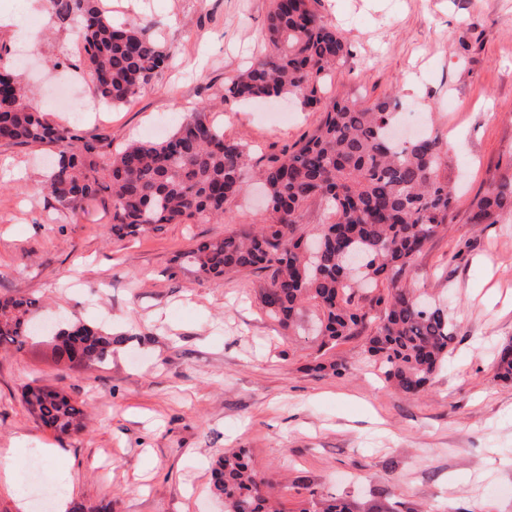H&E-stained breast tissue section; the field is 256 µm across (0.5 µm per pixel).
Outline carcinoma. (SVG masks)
<instances>
[{"label": "carcinoma", "instance_id": "obj_1", "mask_svg": "<svg viewBox=\"0 0 512 512\" xmlns=\"http://www.w3.org/2000/svg\"><path fill=\"white\" fill-rule=\"evenodd\" d=\"M62 24L77 26L83 61L92 73L94 103L123 106L161 76L171 55L146 25L122 26L99 0H50ZM267 51L224 84V99L238 102L281 95L322 109L314 132L259 171L272 208L255 229L197 242L182 263L207 279L255 270L266 274L260 300L282 327L295 324L310 305L319 316V349L332 350L352 336L365 337L364 353L385 380L409 396L425 391L443 370L457 339L448 309L402 285L413 258L446 230L457 193L440 180L446 163L438 136L413 142L389 135L396 100L364 101L338 95L323 100L324 85L346 53L336 28L323 21L311 0H273L267 16ZM204 106L159 141H132L112 148V135L82 133L50 124L30 100L19 70L0 66V144L49 147L54 161L45 190L61 208L77 211L97 197L109 199V233L136 237L167 224L224 221L226 204L241 193L251 159L246 145L224 138ZM326 202L334 220L305 233L304 212ZM512 214V177L501 176L470 203V222L495 224ZM351 254L363 257L347 271ZM38 300H0V345L20 350L42 335L33 322ZM122 337L97 324L68 322L52 333L59 362L93 366L112 356ZM497 375L512 382V343L499 351ZM28 411L60 433H79L85 412L50 387L24 393ZM215 495L224 512H280L274 487L255 470L243 449L217 457ZM314 512H399L400 502L365 508L323 496L307 484Z\"/></svg>", "mask_w": 512, "mask_h": 512}]
</instances>
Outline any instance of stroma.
<instances>
[{"instance_id":"stroma-1","label":"stroma","mask_w":512,"mask_h":512,"mask_svg":"<svg viewBox=\"0 0 512 512\" xmlns=\"http://www.w3.org/2000/svg\"><path fill=\"white\" fill-rule=\"evenodd\" d=\"M272 0H101L115 22L146 25L173 54L169 69L130 104L66 112L56 89L91 102L75 29L45 0H0L36 33L28 54L0 28V61L22 63L32 102L54 124L110 131L113 147L169 135L205 102L227 139L261 168L317 127L321 112L283 101L240 111L224 84L265 53ZM347 51L328 94L393 97L400 126L430 120L447 150L441 180L459 198L446 231L411 265L406 283L446 305L458 326L447 369L427 392L388 386L363 340L332 355L338 377L314 370V308L288 330L269 318L259 271L197 277L178 256L197 240L262 224L257 186L246 183L220 224H168L138 238L107 234V204L63 210L44 189L46 147L0 145V298L38 299L37 319L103 324L124 341L100 366L57 363L48 343L0 347V456L23 446L15 485L0 484V512L66 497L112 512H224L211 490L220 452L243 448L301 512L292 483L355 502L402 501L411 512H512V382L496 375L512 342V216L468 221L491 179L512 175V0H315ZM61 69H54V62ZM30 386L62 391L86 411L68 437L27 410Z\"/></svg>"}]
</instances>
